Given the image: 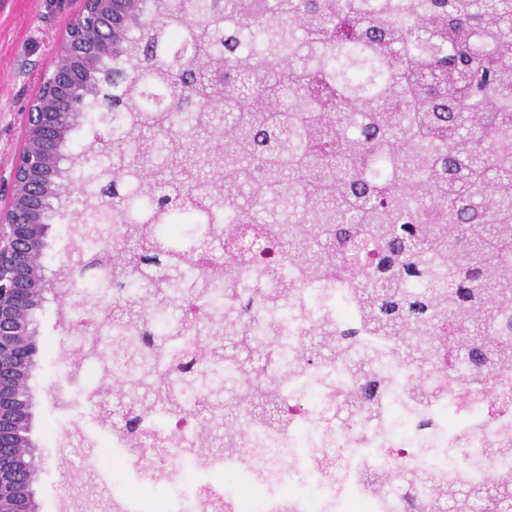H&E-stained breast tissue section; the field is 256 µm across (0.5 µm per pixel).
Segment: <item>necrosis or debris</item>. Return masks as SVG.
Returning <instances> with one entry per match:
<instances>
[{"label": "necrosis or debris", "mask_w": 512, "mask_h": 512, "mask_svg": "<svg viewBox=\"0 0 512 512\" xmlns=\"http://www.w3.org/2000/svg\"><path fill=\"white\" fill-rule=\"evenodd\" d=\"M334 280L304 284L292 299L289 337L308 335L316 322L355 324L351 310L336 307ZM378 381L376 415L362 425L338 424L356 383L340 362L315 368L263 364L261 377L284 387L287 429L262 454L245 453L209 463L198 460L193 415L169 416L165 400L152 414L166 420L165 436L183 462L176 492L152 495L150 488L170 479L164 459L142 462L123 438L98 433L91 447H110L107 472L122 499L116 512H207L205 494L224 500V512H403V477L415 485L430 481L478 484L505 474L497 449L512 444V372L485 387L468 376L449 377L427 405L410 399L413 383H432L430 372L395 365L390 352L369 346ZM433 419L421 429L419 415Z\"/></svg>", "instance_id": "1"}]
</instances>
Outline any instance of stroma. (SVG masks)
<instances>
[{"label": "stroma", "mask_w": 512, "mask_h": 512, "mask_svg": "<svg viewBox=\"0 0 512 512\" xmlns=\"http://www.w3.org/2000/svg\"><path fill=\"white\" fill-rule=\"evenodd\" d=\"M82 5L83 0H0V170H9L21 150L25 114L44 76L56 69L59 43ZM79 301L77 295L51 291L36 315L30 438L41 459L34 481L37 512H112V489L102 475L111 449H96L90 460L63 447L58 435L66 417L55 395L67 367L58 309Z\"/></svg>", "instance_id": "stroma-1"}]
</instances>
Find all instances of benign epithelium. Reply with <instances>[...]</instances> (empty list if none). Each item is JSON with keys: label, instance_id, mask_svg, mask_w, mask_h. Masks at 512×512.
<instances>
[{"label": "benign epithelium", "instance_id": "1", "mask_svg": "<svg viewBox=\"0 0 512 512\" xmlns=\"http://www.w3.org/2000/svg\"><path fill=\"white\" fill-rule=\"evenodd\" d=\"M77 74L70 69L47 80L54 96L67 101ZM61 128L54 112H29L24 139L33 153L16 158L0 182L10 186L9 206L0 212V463L21 447L18 407L8 388L20 381L19 369L33 360L35 345L26 328L32 299L44 291L41 251L51 224L40 221L42 203L57 176Z\"/></svg>", "mask_w": 512, "mask_h": 512}]
</instances>
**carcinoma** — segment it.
I'll list each match as a JSON object with an SVG mask.
<instances>
[{
	"label": "carcinoma",
	"mask_w": 512,
	"mask_h": 512,
	"mask_svg": "<svg viewBox=\"0 0 512 512\" xmlns=\"http://www.w3.org/2000/svg\"><path fill=\"white\" fill-rule=\"evenodd\" d=\"M106 11L58 48L100 56L61 118L67 167L45 212L68 199L78 248L59 277L84 320L61 308L67 376L99 356L100 426L139 447L162 395L195 412L203 455L260 453L246 420L286 417L253 377L262 359L315 365L362 330L441 378L512 370V0H128L117 26ZM88 116L104 130L69 150ZM274 271L278 287L247 291ZM322 278L348 284L361 328L290 348L288 294ZM348 364L352 416L378 386L367 356ZM38 468L16 460L21 495ZM449 500L512 512V480L409 487L403 508Z\"/></svg>",
	"instance_id": "1"
}]
</instances>
